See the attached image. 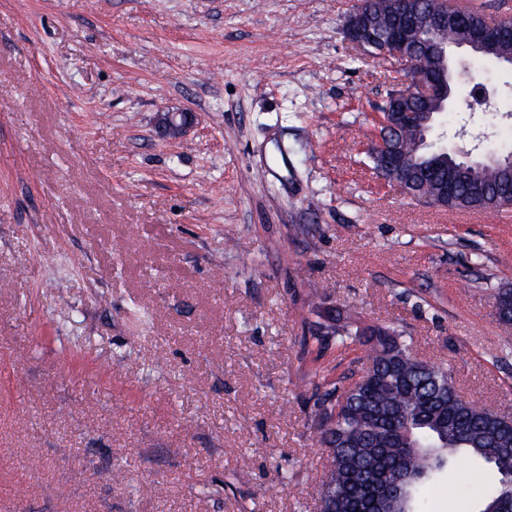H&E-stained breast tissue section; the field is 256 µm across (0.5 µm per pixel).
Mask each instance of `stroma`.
<instances>
[{"instance_id":"1","label":"stroma","mask_w":512,"mask_h":512,"mask_svg":"<svg viewBox=\"0 0 512 512\" xmlns=\"http://www.w3.org/2000/svg\"><path fill=\"white\" fill-rule=\"evenodd\" d=\"M357 0H0V512H318L314 388L382 326L512 415V228L378 186L392 88ZM439 128L505 149L512 67L462 53ZM188 106L181 141L155 117ZM460 465L426 512H477Z\"/></svg>"}]
</instances>
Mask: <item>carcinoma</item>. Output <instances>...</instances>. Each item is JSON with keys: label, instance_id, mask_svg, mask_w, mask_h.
I'll return each instance as SVG.
<instances>
[{"label": "carcinoma", "instance_id": "obj_1", "mask_svg": "<svg viewBox=\"0 0 512 512\" xmlns=\"http://www.w3.org/2000/svg\"><path fill=\"white\" fill-rule=\"evenodd\" d=\"M405 0H362L373 12L400 8ZM461 16L443 34L424 40L453 45L469 33L481 14L448 7ZM433 48L413 58L424 73L437 64ZM397 141L408 159L430 156L414 149L413 131L401 128ZM499 152L496 159L465 162L454 153L439 155L441 168L411 192L430 202L438 185L448 191L449 209L506 211L512 208V183L503 181L512 166ZM494 306L501 317L512 315V288H498ZM320 344L360 346L369 361L364 381L350 390L334 386L315 403L314 416L331 467L314 485L315 498L331 512H380L381 502L395 491L399 512H422L425 489L436 475L463 460L492 466L497 482L481 491L479 512H512V417L465 400L451 375L420 359L410 342L394 330L369 326L354 331L345 326L314 324L310 338Z\"/></svg>", "mask_w": 512, "mask_h": 512}]
</instances>
